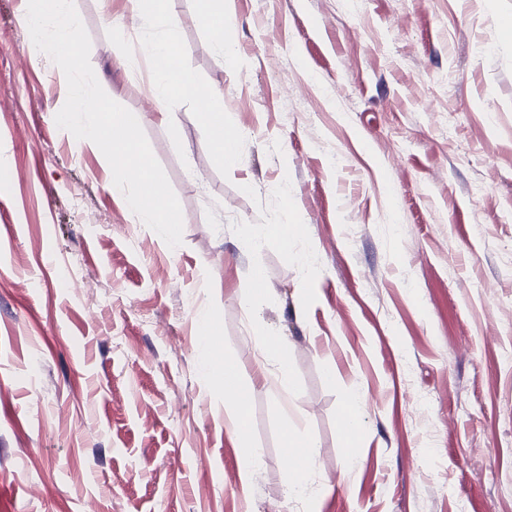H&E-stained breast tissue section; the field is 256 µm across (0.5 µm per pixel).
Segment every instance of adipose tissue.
<instances>
[{"instance_id":"obj_1","label":"adipose tissue","mask_w":512,"mask_h":512,"mask_svg":"<svg viewBox=\"0 0 512 512\" xmlns=\"http://www.w3.org/2000/svg\"><path fill=\"white\" fill-rule=\"evenodd\" d=\"M143 53L148 57L167 58L169 64L161 69L152 85L157 110L163 118H170V106L175 94H183L196 98L199 110L205 123L213 130L212 147L215 152L224 150V115L217 112L214 104L218 97L217 91L197 88L187 71L177 62L176 44L174 41L156 39L144 47ZM283 439L287 440L289 447L298 451L292 465L294 480L289 487V495L293 498H302L306 495L307 477L315 459V445L312 438L300 437L291 431H283Z\"/></svg>"}]
</instances>
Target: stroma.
<instances>
[{"label":"stroma","instance_id":"1","mask_svg":"<svg viewBox=\"0 0 512 512\" xmlns=\"http://www.w3.org/2000/svg\"><path fill=\"white\" fill-rule=\"evenodd\" d=\"M74 3L100 85L145 116L183 242L58 128L65 75L26 0H0V512H512V0H230L226 55L199 0H147L220 92L233 160L192 97L154 113L141 47L163 26ZM267 225L288 245L258 241ZM286 425L316 443L303 502ZM286 341L280 336H263L259 338L261 355L267 361L273 362L283 368L287 363ZM241 395L242 390L239 386L238 380L237 384H233L231 387L224 383V408L227 414L225 424L229 429L237 434L241 433L244 429V408L248 410L249 407L248 399L244 397L241 401Z\"/></svg>","mask_w":512,"mask_h":512}]
</instances>
